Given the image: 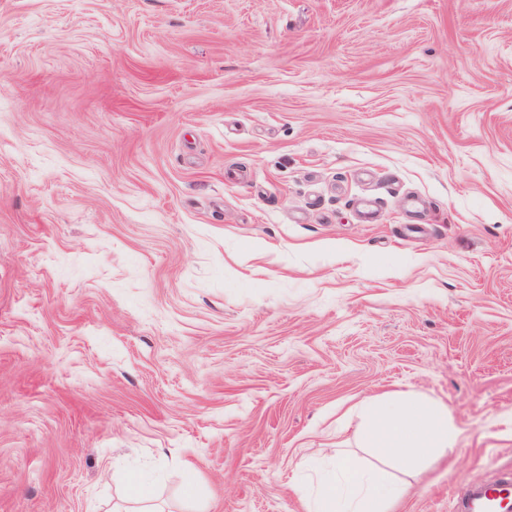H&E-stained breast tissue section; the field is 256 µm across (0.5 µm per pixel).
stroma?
<instances>
[{
	"label": "stroma",
	"mask_w": 512,
	"mask_h": 512,
	"mask_svg": "<svg viewBox=\"0 0 512 512\" xmlns=\"http://www.w3.org/2000/svg\"><path fill=\"white\" fill-rule=\"evenodd\" d=\"M395 512L512 474V0H0V512Z\"/></svg>",
	"instance_id": "35a3bbf8"
}]
</instances>
